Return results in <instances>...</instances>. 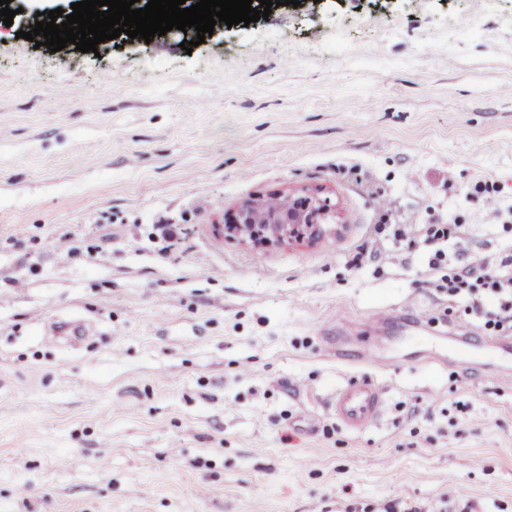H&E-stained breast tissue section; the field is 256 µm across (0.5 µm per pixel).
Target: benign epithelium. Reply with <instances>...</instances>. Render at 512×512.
<instances>
[{
    "mask_svg": "<svg viewBox=\"0 0 512 512\" xmlns=\"http://www.w3.org/2000/svg\"><path fill=\"white\" fill-rule=\"evenodd\" d=\"M292 206L284 212L268 213L260 200L244 203L228 220V231L254 244L269 245L307 238L314 240L325 232L335 208L318 191L290 196Z\"/></svg>",
    "mask_w": 512,
    "mask_h": 512,
    "instance_id": "benign-epithelium-1",
    "label": "benign epithelium"
}]
</instances>
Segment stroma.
I'll return each instance as SVG.
<instances>
[{
	"label": "stroma",
	"mask_w": 512,
	"mask_h": 512,
	"mask_svg": "<svg viewBox=\"0 0 512 512\" xmlns=\"http://www.w3.org/2000/svg\"><path fill=\"white\" fill-rule=\"evenodd\" d=\"M12 5L0 512H512V357L429 286V244L377 232L383 197L395 222L464 224L453 265L512 248L468 193L492 180L512 206V0H305L94 53L19 38L61 0ZM312 188L337 212L316 241L226 229ZM71 318L86 339L54 333ZM369 344L394 364H360ZM363 377L383 410L354 433L331 398Z\"/></svg>",
	"instance_id": "35a3bbf8"
}]
</instances>
